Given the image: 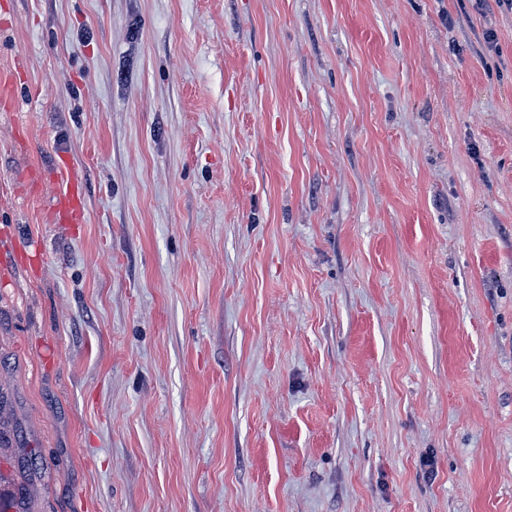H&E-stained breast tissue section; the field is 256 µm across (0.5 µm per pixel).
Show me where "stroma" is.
Returning <instances> with one entry per match:
<instances>
[{
	"instance_id": "obj_1",
	"label": "stroma",
	"mask_w": 512,
	"mask_h": 512,
	"mask_svg": "<svg viewBox=\"0 0 512 512\" xmlns=\"http://www.w3.org/2000/svg\"><path fill=\"white\" fill-rule=\"evenodd\" d=\"M0 240L24 512H512L498 0H0ZM71 181L55 201L56 210L64 224H80L82 218V206L74 180V173L71 171Z\"/></svg>"
}]
</instances>
